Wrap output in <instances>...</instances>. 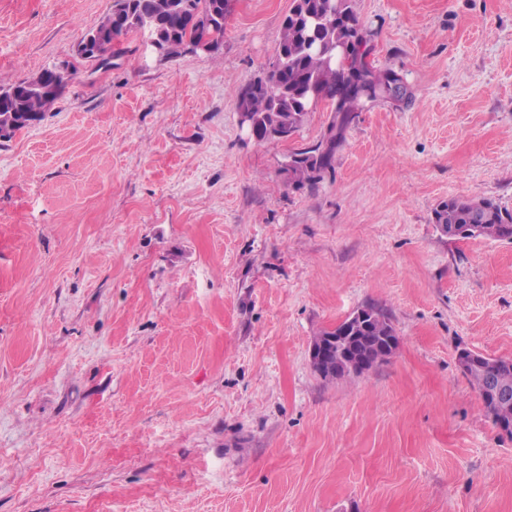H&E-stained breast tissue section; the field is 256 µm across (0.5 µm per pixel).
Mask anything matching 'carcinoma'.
<instances>
[{
    "instance_id": "cac0c4a2",
    "label": "carcinoma",
    "mask_w": 512,
    "mask_h": 512,
    "mask_svg": "<svg viewBox=\"0 0 512 512\" xmlns=\"http://www.w3.org/2000/svg\"><path fill=\"white\" fill-rule=\"evenodd\" d=\"M229 12L228 0H114L112 12L88 34L97 31L106 43L138 34L164 56L178 55L189 43L207 37L214 51L224 42ZM351 34L368 44L352 0H292L274 61L262 77L236 93V109L251 113L259 143L295 134L311 112V91L333 105L335 115L326 140L295 151L298 159L286 167L288 181L296 185L321 177L331 167L352 113L391 95L390 76L373 70L365 53L356 51L352 59L363 74L362 83L348 82L337 43ZM44 73L46 84L40 88L26 81L0 88V127L11 128L7 138L40 121L65 89L55 81L53 70ZM433 220L448 227L450 239L466 238L467 226L477 222L479 237L512 241V209L490 198L450 197L434 209ZM369 309L377 317L367 323L362 335L398 340L389 318L373 305ZM499 362V358L482 356L479 363L463 370L478 395H484L486 378L495 372L512 389V368L503 370Z\"/></svg>"
}]
</instances>
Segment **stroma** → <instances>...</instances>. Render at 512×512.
Masks as SVG:
<instances>
[{
	"instance_id": "obj_1",
	"label": "stroma",
	"mask_w": 512,
	"mask_h": 512,
	"mask_svg": "<svg viewBox=\"0 0 512 512\" xmlns=\"http://www.w3.org/2000/svg\"><path fill=\"white\" fill-rule=\"evenodd\" d=\"M292 0L224 42L126 39L0 140V512H512V438L457 363L512 358V243L451 240V196L512 209V0H353L409 99L354 113L295 187L241 129ZM112 0H0V86L71 60ZM372 304L399 345L325 379L315 336Z\"/></svg>"
}]
</instances>
